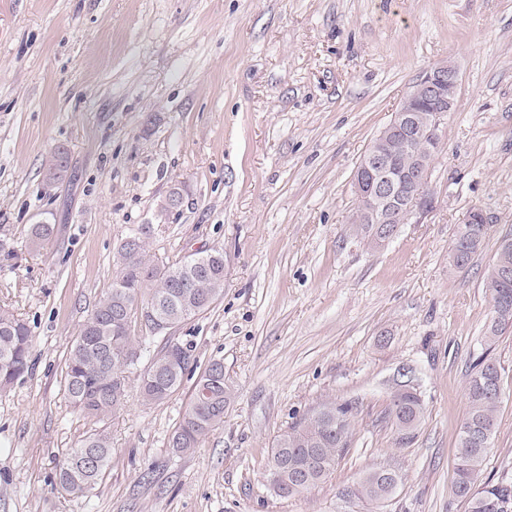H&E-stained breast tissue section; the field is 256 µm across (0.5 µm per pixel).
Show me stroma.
Wrapping results in <instances>:
<instances>
[{"label":"stroma","mask_w":512,"mask_h":512,"mask_svg":"<svg viewBox=\"0 0 512 512\" xmlns=\"http://www.w3.org/2000/svg\"><path fill=\"white\" fill-rule=\"evenodd\" d=\"M459 76L429 212L378 248L351 222L352 178L423 73ZM69 176L51 185L56 147ZM181 208L158 218L171 187ZM483 247L450 270L472 210ZM56 228L35 251L31 224ZM224 251V294L175 337L224 363V423L191 453L169 439L196 381L130 396L94 423L65 397V359L112 283L117 248ZM512 235V0H0V306L31 330L32 366L0 391V512H341L363 473L398 470L380 512H467L454 493L466 388L480 357L501 403L480 482L512 485V328L487 341L485 276ZM424 404L411 437L383 421L396 384ZM328 399L353 442L319 485L267 481L274 440ZM112 442L82 497L57 463L94 427Z\"/></svg>","instance_id":"1"}]
</instances>
